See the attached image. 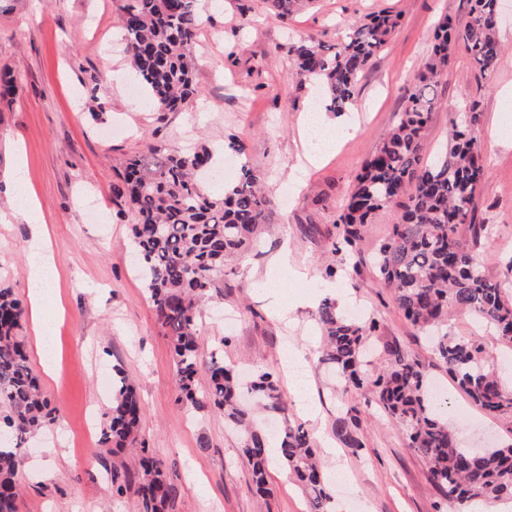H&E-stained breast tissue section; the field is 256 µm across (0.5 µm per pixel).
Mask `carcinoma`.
<instances>
[{"instance_id": "cac0c4a2", "label": "carcinoma", "mask_w": 512, "mask_h": 512, "mask_svg": "<svg viewBox=\"0 0 512 512\" xmlns=\"http://www.w3.org/2000/svg\"><path fill=\"white\" fill-rule=\"evenodd\" d=\"M273 17L284 19L312 0H264ZM469 22L462 28L446 18L438 27L428 62L406 94L399 121L384 136L356 176L336 220L338 244L353 247L367 224L381 212L397 210L398 223L381 244L375 266L405 319L422 331L444 326L450 313L469 315L500 340L512 345V298L477 263L473 246L491 235L474 224V199L486 182L489 164L475 135L480 102L469 101L464 116L450 120L445 152L430 159L425 129L442 105L435 88L451 56L461 52L478 70L493 71L502 54L498 38V0H468ZM202 24L198 0H124L120 28L141 92L160 112H178L198 95L194 77L196 35ZM398 19L378 14L350 29L341 41L325 45L309 39L289 47L295 58L291 78L303 85L317 81L328 112L349 109L358 81L388 43ZM227 148L241 157L237 178L214 196L206 192L208 171L217 150L201 144L179 150L150 145L127 159L124 203L131 216L133 256L153 302L156 319L170 337L181 398L195 409L224 414L240 437V452L259 493H266L272 459L297 481L308 512H334V488L324 476L303 425L286 417L275 373L263 369L241 387L224 358L213 353L207 364L208 386L199 391L196 377L198 318L202 303L224 282L225 270L250 251L272 214L273 202L260 189V174L247 158L246 145ZM322 333L320 361L331 365L343 391L374 394L388 418L422 459L430 483L449 512L479 503L489 507L512 502V445L481 455L459 445L456 430L442 418L419 364L400 348H388L390 365L374 374L364 368L369 337L380 320L367 321L338 312L324 299L316 311ZM23 309L11 289L0 287V426L12 439L0 441V512H16L17 475L23 444L53 424L59 411L50 406L20 340ZM436 357L457 385L490 416L512 420V387L488 366L477 336L431 337ZM259 398L261 410L281 418L271 437L239 405L242 392ZM114 402L101 429L102 443L122 449L138 441L143 405L120 369L112 374ZM336 437L347 448L364 447L358 416L349 408L336 423ZM137 482L143 508L164 512L177 493L174 478L148 449L140 448L136 474L112 470V491L120 496Z\"/></svg>"}]
</instances>
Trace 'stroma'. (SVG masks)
<instances>
[{
	"mask_svg": "<svg viewBox=\"0 0 512 512\" xmlns=\"http://www.w3.org/2000/svg\"><path fill=\"white\" fill-rule=\"evenodd\" d=\"M123 0H0V74L11 93L0 102V283L20 299L29 291V256L50 248L56 279L45 309L56 369L40 376L59 424L26 444L17 512H142L136 488L112 493V469L136 470L131 449L86 444L89 416L112 404L101 374L120 368L144 404L140 440L160 459L178 486L166 512H307L299 488L279 465L267 476L269 496L256 493L240 456L238 435L221 414L195 410L179 400L170 340L159 326L150 296L131 261L130 215L118 194L126 159L147 146L177 149L193 141L210 147L239 137L251 165L270 185L271 223L256 249L226 273L222 288L203 307L197 342L202 361L222 351L243 374L276 368L291 421L307 430L327 477L347 473L336 490V512H436L440 496L421 458L382 412L360 391L335 392L332 371L319 364L316 310L332 298L341 312L377 316L370 339V370L388 364L398 345L447 395L445 416L469 448L512 443V422L486 415L461 392L421 333L398 310L374 266L390 236L395 214L376 217L355 247L334 250L336 219L365 159L398 121L403 96L428 61L435 28L444 16L458 26L469 20L467 0H314L278 21L256 0L250 25H242L236 0H214L202 9L196 37L200 95L182 112H159L134 100L130 63L116 45ZM388 12L399 24L384 50L362 74L350 111L330 114L341 133L331 150H309L301 118L319 86L293 81L287 48L299 39L336 44L369 15ZM499 30L504 51L493 72L480 75L454 54L437 93L425 142L443 148L450 114L481 100L476 134L489 157L490 178L474 200L477 223L492 225L475 257L486 274L512 284V0H501ZM22 144L24 173L15 177L13 147ZM307 161L303 188L287 181L290 168ZM38 202L48 233L11 215L18 196ZM288 269L278 288L257 285L280 252ZM289 308L288 319L275 307ZM233 326H225V316ZM301 350L304 385L315 414L303 416L291 389L295 379L282 363L286 347ZM355 408L364 446L344 447L334 427Z\"/></svg>",
	"mask_w": 512,
	"mask_h": 512,
	"instance_id": "1",
	"label": "stroma"
}]
</instances>
